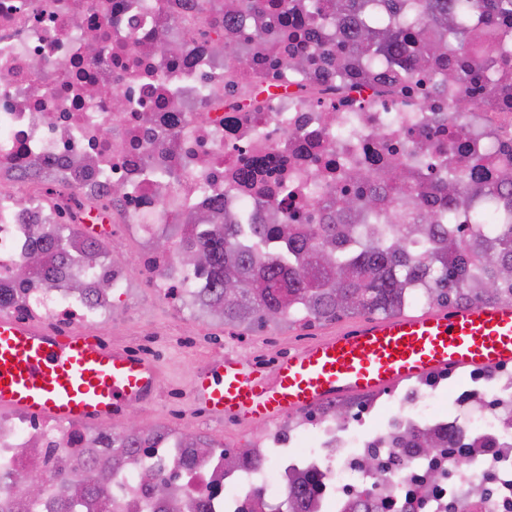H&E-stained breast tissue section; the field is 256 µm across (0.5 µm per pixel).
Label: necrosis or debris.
<instances>
[{"instance_id": "necrosis-or-debris-1", "label": "necrosis or debris", "mask_w": 512, "mask_h": 512, "mask_svg": "<svg viewBox=\"0 0 512 512\" xmlns=\"http://www.w3.org/2000/svg\"><path fill=\"white\" fill-rule=\"evenodd\" d=\"M308 0H262L259 17L229 10L214 32L200 0H0V316L53 333L97 331L112 350L139 356L156 373L146 415L164 409L150 454L127 456L112 476V512H151L149 477L177 490L176 512H271L293 483L310 490L312 512H512V365L441 370L383 390L331 399L288 414L239 444L240 420L224 419L226 437L206 452L190 448L193 428L211 418L190 383L170 377L178 350L206 367L220 354L265 369L320 340L323 323L286 312L297 339L187 337L180 316L189 289L204 287L179 257L173 228L218 213L263 224L329 218L321 205L346 165L370 173L392 164L409 180L397 206L448 205L428 163L484 158L482 179L512 170V97L472 81L476 107L448 110L439 81L448 66L404 57L392 66L347 60L335 28L313 24ZM274 40L254 39L256 19ZM173 54L161 51L164 41ZM244 46L238 67L224 64V43ZM294 58L285 72L278 61ZM110 87L127 105L113 113ZM126 194L113 201L112 188ZM107 216L106 237L140 240L137 268L100 261L73 266L66 279L28 295L13 277L32 243L59 224ZM169 237L170 252L153 236ZM149 289L171 308L164 327L114 314V297ZM120 421L60 425L18 412L0 415V469L18 480L28 470L52 474L65 457L104 448L122 435ZM443 438L421 448L416 437ZM262 487L263 498L252 495Z\"/></svg>"}]
</instances>
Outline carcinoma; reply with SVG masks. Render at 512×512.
Listing matches in <instances>:
<instances>
[{
    "label": "carcinoma",
    "mask_w": 512,
    "mask_h": 512,
    "mask_svg": "<svg viewBox=\"0 0 512 512\" xmlns=\"http://www.w3.org/2000/svg\"><path fill=\"white\" fill-rule=\"evenodd\" d=\"M369 0H315L316 17L334 25L349 40V49L373 55L393 64L407 51L404 36L425 24L433 33H421L415 56L427 62L443 50L463 56L471 33L480 27L501 30L497 54L486 59L487 79H495L501 60L512 61V0H377L383 14L365 11ZM471 71L461 65L441 73L440 82L457 91L456 112H468L474 104L466 95ZM359 182L375 180L398 191L406 185V172L398 165L372 177L347 172ZM441 190L448 208L425 212L417 222L393 211L391 224H225L216 229L213 217L197 219L183 240L182 260L211 280L212 287L196 295L203 308L218 310L224 323H265L283 316L293 306L329 321L338 314L393 315L415 290L429 297L474 293L473 301L488 302L512 292L511 214L487 220L488 212L476 210L468 234L454 224L457 204L465 194L478 199L491 196L493 187L506 190L508 181L483 184L472 180L466 169L448 170L443 165ZM381 198L370 193L361 198L341 195L329 200L341 215L372 213ZM99 239L70 227L56 230L44 244V255L33 256L16 278L37 290L63 277L72 262L101 255ZM468 253H479L485 263L471 265ZM153 432L137 426L110 448H90L73 463H66L59 483L42 487L37 501L44 512H71L70 503L80 498L90 512L112 508V472L133 448L148 451ZM153 495L164 512L171 502L165 480L154 484Z\"/></svg>",
    "instance_id": "carcinoma-1"
}]
</instances>
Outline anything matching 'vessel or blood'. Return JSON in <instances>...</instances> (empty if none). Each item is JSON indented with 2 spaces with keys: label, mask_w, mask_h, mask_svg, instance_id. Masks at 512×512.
Instances as JSON below:
<instances>
[{
  "label": "vessel or blood",
  "mask_w": 512,
  "mask_h": 512,
  "mask_svg": "<svg viewBox=\"0 0 512 512\" xmlns=\"http://www.w3.org/2000/svg\"><path fill=\"white\" fill-rule=\"evenodd\" d=\"M512 362V303L368 318L288 354L267 373L228 355L197 374L193 392L214 417L267 423L348 393L442 369ZM151 367L98 336L48 334L0 317V407L59 423L109 418L152 387Z\"/></svg>",
  "instance_id": "1"
}]
</instances>
